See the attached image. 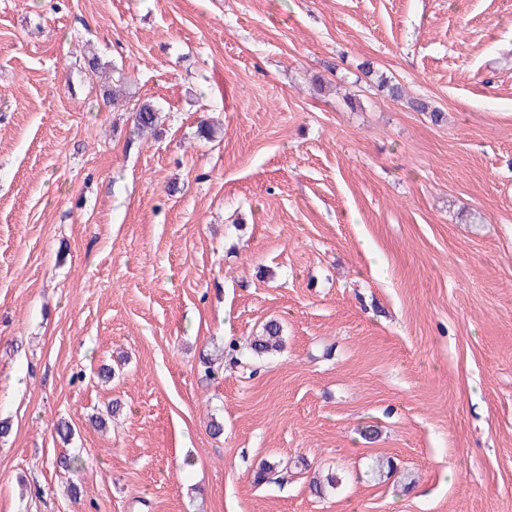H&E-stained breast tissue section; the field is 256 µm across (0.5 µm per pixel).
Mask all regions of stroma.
I'll return each mask as SVG.
<instances>
[{"mask_svg":"<svg viewBox=\"0 0 512 512\" xmlns=\"http://www.w3.org/2000/svg\"><path fill=\"white\" fill-rule=\"evenodd\" d=\"M1 420L0 512H512V0H0ZM133 132L140 134L154 131L160 121V110L156 104L147 99L139 102L132 111ZM283 327L280 322L270 320L263 327L261 336H256L250 343L252 358L272 355L281 350L283 344Z\"/></svg>","mask_w":512,"mask_h":512,"instance_id":"1","label":"stroma"}]
</instances>
